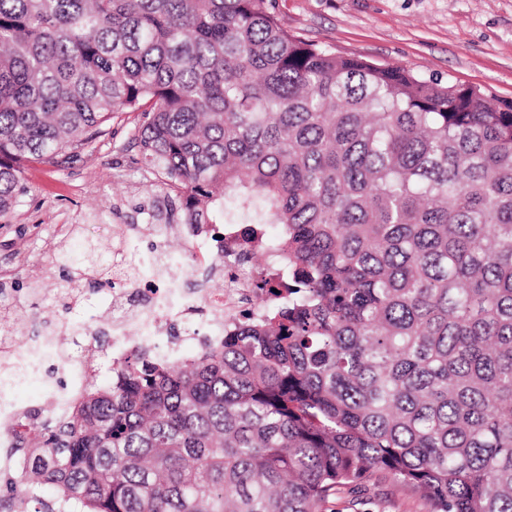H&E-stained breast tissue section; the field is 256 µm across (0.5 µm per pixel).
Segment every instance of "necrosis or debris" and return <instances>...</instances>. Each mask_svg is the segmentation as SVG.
I'll list each match as a JSON object with an SVG mask.
<instances>
[{"label":"necrosis or debris","mask_w":512,"mask_h":512,"mask_svg":"<svg viewBox=\"0 0 512 512\" xmlns=\"http://www.w3.org/2000/svg\"><path fill=\"white\" fill-rule=\"evenodd\" d=\"M237 227L199 225L193 232L197 243L187 262L169 261L163 250L148 256L120 247L112 253V333L107 350L76 346L64 351L58 338L59 323L45 322L22 347H11L0 358L8 380H0V468L14 467L8 453L16 433L28 427L27 407L13 399V391L30 382L39 383L44 418L66 414L104 352L120 362L136 347L156 351L171 361L183 360L186 347L203 339H220L240 315L264 318L265 308L253 305L256 267L242 261L233 250Z\"/></svg>","instance_id":"1"}]
</instances>
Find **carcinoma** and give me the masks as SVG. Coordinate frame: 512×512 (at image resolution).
Wrapping results in <instances>:
<instances>
[{"label":"carcinoma","instance_id":"cac0c4a2","mask_svg":"<svg viewBox=\"0 0 512 512\" xmlns=\"http://www.w3.org/2000/svg\"><path fill=\"white\" fill-rule=\"evenodd\" d=\"M274 0H0V214L140 111L182 224L272 245L259 322L28 414L0 512H326L383 479L512 512V102L288 32ZM71 265L67 287L95 283Z\"/></svg>","mask_w":512,"mask_h":512}]
</instances>
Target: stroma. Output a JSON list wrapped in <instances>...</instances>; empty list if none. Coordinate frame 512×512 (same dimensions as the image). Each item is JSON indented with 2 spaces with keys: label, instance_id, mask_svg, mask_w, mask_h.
Instances as JSON below:
<instances>
[{
  "label": "stroma",
  "instance_id": "obj_1",
  "mask_svg": "<svg viewBox=\"0 0 512 512\" xmlns=\"http://www.w3.org/2000/svg\"><path fill=\"white\" fill-rule=\"evenodd\" d=\"M288 30L340 54L407 67L476 85L512 101V0H276ZM140 113L104 127L90 148L66 161L35 162L26 192L0 217V293L4 307L56 310L65 285L62 251L90 257L112 248L117 224H149L164 197L136 145ZM329 512H427L390 483L337 493Z\"/></svg>",
  "mask_w": 512,
  "mask_h": 512
}]
</instances>
